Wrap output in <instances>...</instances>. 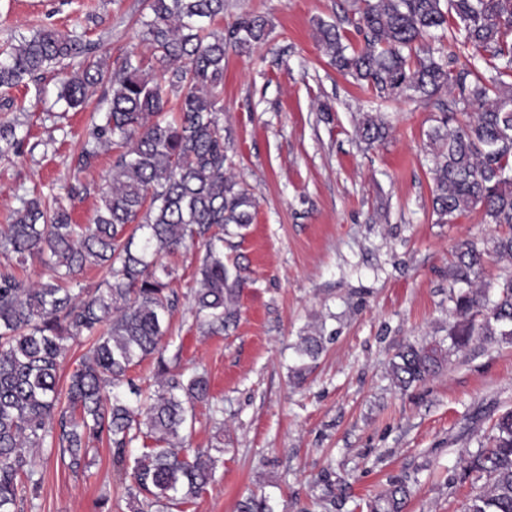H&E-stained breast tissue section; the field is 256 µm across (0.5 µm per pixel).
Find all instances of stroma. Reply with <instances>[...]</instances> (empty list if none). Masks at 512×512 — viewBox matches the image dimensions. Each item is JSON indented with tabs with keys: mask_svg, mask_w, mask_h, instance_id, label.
<instances>
[{
	"mask_svg": "<svg viewBox=\"0 0 512 512\" xmlns=\"http://www.w3.org/2000/svg\"><path fill=\"white\" fill-rule=\"evenodd\" d=\"M354 0H225L221 28L247 14L272 31L248 53L224 59L223 112L231 176L257 200L243 235L224 239V262L241 279L238 319L202 335L191 290L203 247L169 256L179 297L165 339L180 369L205 372L211 398L190 406L186 445L215 457L212 482L170 512H238L265 495L274 512H382L396 482L402 512H463L485 477L466 473L469 455L512 408V345L474 338L437 376L400 389L391 363L400 345L448 342V277L455 246L492 229L480 210L437 223L431 205L427 132L437 100L372 101L319 49L315 23H337L360 45ZM146 0H0V49L50 27L77 30L109 61L149 58L138 21ZM60 76L0 90V119L25 141L0 157V225L30 191L60 198L86 224L112 174L101 150L77 158L95 108L57 104ZM330 112H321V105ZM385 113L387 138L366 147L358 113ZM323 329L325 349L304 381L289 369L301 335ZM36 491L18 512H134L135 489L107 444L72 468L58 447L33 456Z\"/></svg>",
	"mask_w": 512,
	"mask_h": 512,
	"instance_id": "1",
	"label": "stroma"
}]
</instances>
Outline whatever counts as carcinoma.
Returning <instances> with one entry per match:
<instances>
[{"mask_svg":"<svg viewBox=\"0 0 512 512\" xmlns=\"http://www.w3.org/2000/svg\"><path fill=\"white\" fill-rule=\"evenodd\" d=\"M353 21L362 44L343 43L339 26L318 21V42L336 69L380 100L451 97L427 133L434 151L432 209L451 224L473 209L509 232L480 248L463 241L448 277L461 285L452 297L455 321L448 349L406 345L392 373L408 387L440 372L474 337L512 344V277L495 294L477 285L485 256L512 258V0H359ZM140 36L158 69L126 56L116 66L94 55L77 35L40 29L0 53V88L36 80L49 68L78 70L60 81L58 99L82 106L89 89H111L103 115L92 121L78 163L88 167L101 146L115 151L112 178L89 224L73 221L58 199L35 194L0 225V252L19 264L37 256L52 272L30 282L0 272V512H17L19 490L34 483L29 448L50 443L76 468L102 440L123 463L139 436L153 441L135 458L130 477L158 512L195 499L212 480L215 459L189 455L187 405L209 398V380L169 371L163 339L177 295L162 262L188 246L205 256L192 294L207 335L236 322L240 280L224 264V236L253 223L256 200L226 173L219 112L226 49L247 52L269 35L268 21L245 15L227 33L210 30L224 0H148ZM380 112H362L359 140L385 139ZM0 156L19 143L16 125L0 123ZM88 267L105 270L104 287L86 296L60 282ZM84 337L90 355L71 375L60 403L58 370L65 342ZM324 349L322 331L300 337L305 358L294 377L306 378ZM156 360L157 389L144 395L129 371ZM488 446L472 455L469 472L484 473L483 490L465 512H512V410L495 420Z\"/></svg>","mask_w":512,"mask_h":512,"instance_id":"cac0c4a2","label":"carcinoma"}]
</instances>
